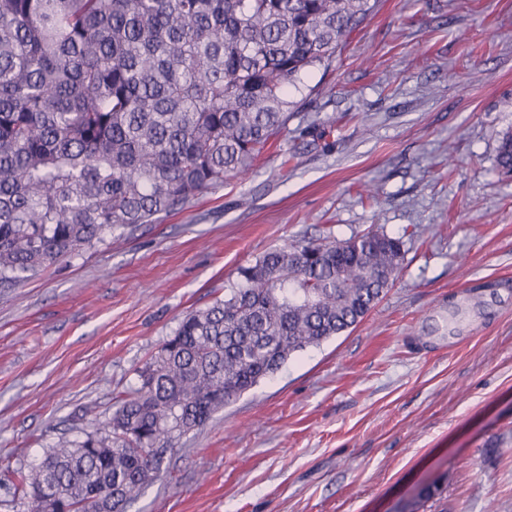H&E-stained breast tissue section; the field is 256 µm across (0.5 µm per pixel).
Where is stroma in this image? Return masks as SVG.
<instances>
[{"label": "stroma", "instance_id": "stroma-1", "mask_svg": "<svg viewBox=\"0 0 512 512\" xmlns=\"http://www.w3.org/2000/svg\"><path fill=\"white\" fill-rule=\"evenodd\" d=\"M244 175L0 293V485L111 417L183 315L293 242L404 268L184 435L130 512H512V0H378Z\"/></svg>", "mask_w": 512, "mask_h": 512}]
</instances>
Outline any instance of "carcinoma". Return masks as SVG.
<instances>
[{"label": "carcinoma", "instance_id": "carcinoma-1", "mask_svg": "<svg viewBox=\"0 0 512 512\" xmlns=\"http://www.w3.org/2000/svg\"><path fill=\"white\" fill-rule=\"evenodd\" d=\"M370 0H0V288L153 224L250 169L288 87L330 69ZM497 163L512 174V131ZM384 232L297 242L184 315L106 422L5 488L34 512H129L181 437L356 326L403 268Z\"/></svg>", "mask_w": 512, "mask_h": 512}]
</instances>
